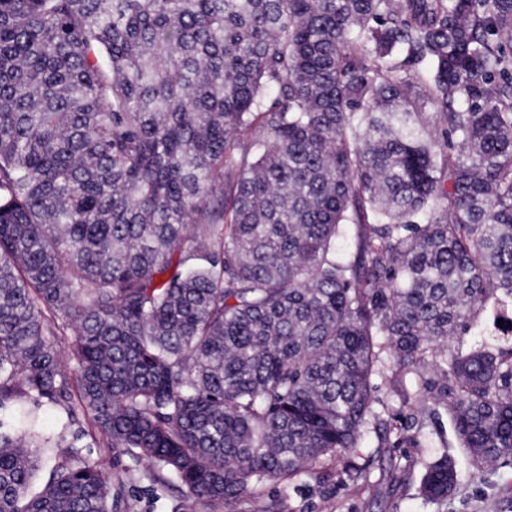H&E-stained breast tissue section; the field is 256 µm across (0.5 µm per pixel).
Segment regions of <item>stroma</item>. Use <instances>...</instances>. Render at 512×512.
<instances>
[{
	"mask_svg": "<svg viewBox=\"0 0 512 512\" xmlns=\"http://www.w3.org/2000/svg\"><path fill=\"white\" fill-rule=\"evenodd\" d=\"M387 415L405 428L409 440L391 452L392 465H366L364 456L353 463L366 467L364 480L351 481L342 464L325 460L311 474L273 488L281 512H512V465L476 467L462 448L446 407L429 398L404 402L397 392L379 391ZM44 432L76 437L85 457L94 459L101 445L89 430L87 417L68 422L66 404L45 405ZM448 455L457 484L448 499L435 503L423 498L420 479L427 463ZM112 512H173L182 489L174 475L158 478L157 467L135 453L111 459Z\"/></svg>",
	"mask_w": 512,
	"mask_h": 512,
	"instance_id": "obj_1",
	"label": "stroma"
}]
</instances>
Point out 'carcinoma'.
Wrapping results in <instances>:
<instances>
[{
  "mask_svg": "<svg viewBox=\"0 0 512 512\" xmlns=\"http://www.w3.org/2000/svg\"><path fill=\"white\" fill-rule=\"evenodd\" d=\"M490 303L512 0H0V512H110L106 460L63 436L32 487L29 405L73 392L176 512L384 457L375 377L511 464L512 349L449 345ZM456 482L443 455L421 493Z\"/></svg>",
  "mask_w": 512,
  "mask_h": 512,
  "instance_id": "cac0c4a2",
  "label": "carcinoma"
}]
</instances>
